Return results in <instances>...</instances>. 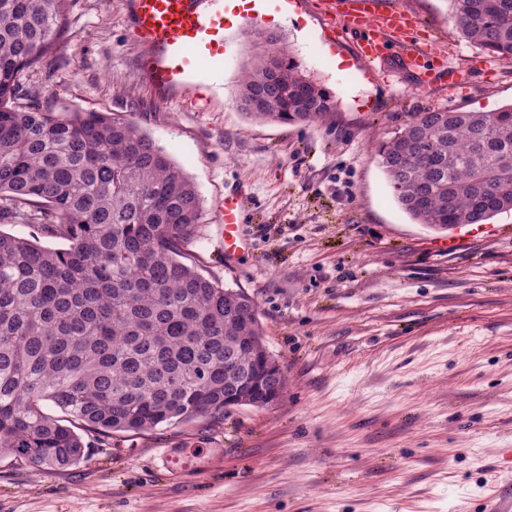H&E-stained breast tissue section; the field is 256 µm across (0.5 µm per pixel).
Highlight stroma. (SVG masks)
I'll return each instance as SVG.
<instances>
[{"label":"stroma","mask_w":512,"mask_h":512,"mask_svg":"<svg viewBox=\"0 0 512 512\" xmlns=\"http://www.w3.org/2000/svg\"><path fill=\"white\" fill-rule=\"evenodd\" d=\"M125 2L75 0L36 89L135 121L183 167L203 206L185 261L255 301L286 392L217 423L113 434L63 470L0 455V512H483L490 492L512 496V211L435 232L399 207L376 153L410 113L511 104L512 62L465 41L449 0H374L417 16L466 78L425 86L364 62L324 0H288L278 21L268 0L225 23L186 108L146 84ZM257 30L283 36L335 112L270 124L237 108ZM239 189L250 245L228 260L215 204ZM166 448L195 449L193 468L158 470Z\"/></svg>","instance_id":"35a3bbf8"}]
</instances>
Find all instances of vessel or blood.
Wrapping results in <instances>:
<instances>
[{
	"label": "vessel or blood",
	"mask_w": 512,
	"mask_h": 512,
	"mask_svg": "<svg viewBox=\"0 0 512 512\" xmlns=\"http://www.w3.org/2000/svg\"><path fill=\"white\" fill-rule=\"evenodd\" d=\"M128 5L131 36L147 50L141 61L144 79L161 98L188 88L195 57L221 56L224 15L213 0H128ZM340 16L363 60L382 62L395 51L403 72L423 84L436 78L435 61L442 48L435 42L411 43L410 33L419 25L415 16L354 8L342 10ZM243 207L242 197L235 193L225 194L216 204L225 256H236L249 246L241 229ZM158 459L162 468L171 473L191 465L183 448L167 449Z\"/></svg>",
	"instance_id": "vessel-or-blood-1"
}]
</instances>
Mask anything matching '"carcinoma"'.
Instances as JSON below:
<instances>
[{
	"label": "carcinoma",
	"instance_id": "cac0c4a2",
	"mask_svg": "<svg viewBox=\"0 0 512 512\" xmlns=\"http://www.w3.org/2000/svg\"><path fill=\"white\" fill-rule=\"evenodd\" d=\"M74 0H0V455L47 470L85 457L83 435L224 419L264 366L255 301L183 261L203 207L194 182L134 121L59 109L29 87ZM469 43L512 61V0H449ZM276 33L257 32L237 107L308 124L336 110ZM394 197L446 231L512 209V104L427 109L381 142ZM50 402L70 425L42 410Z\"/></svg>",
	"mask_w": 512,
	"mask_h": 512
}]
</instances>
